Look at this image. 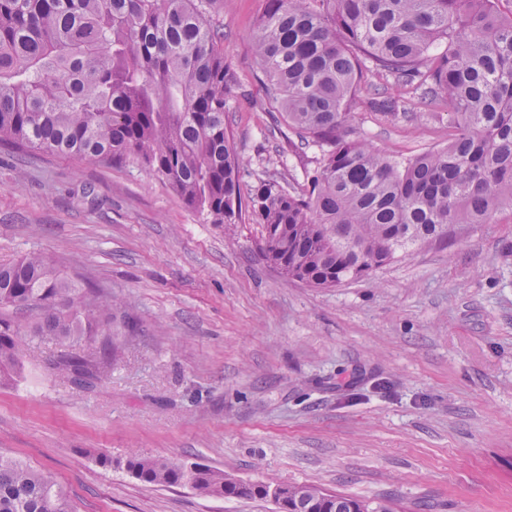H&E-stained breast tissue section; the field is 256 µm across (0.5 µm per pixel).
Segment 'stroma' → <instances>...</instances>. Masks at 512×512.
<instances>
[{
    "mask_svg": "<svg viewBox=\"0 0 512 512\" xmlns=\"http://www.w3.org/2000/svg\"><path fill=\"white\" fill-rule=\"evenodd\" d=\"M264 0H220L232 76L225 121L241 195L273 174L302 188L311 155L275 129L252 39ZM355 90L350 125L396 157L447 145L453 121L385 122ZM249 217L210 223L132 164L0 144V263L43 253L112 300L110 374L56 378L28 346L0 387V451L68 492L75 512H273L265 500L149 487L98 453L198 461L251 482L309 485L393 512H512V207L370 275L311 288L268 266Z\"/></svg>",
    "mask_w": 512,
    "mask_h": 512,
    "instance_id": "obj_1",
    "label": "stroma"
}]
</instances>
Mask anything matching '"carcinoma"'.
<instances>
[{
    "label": "carcinoma",
    "instance_id": "1",
    "mask_svg": "<svg viewBox=\"0 0 512 512\" xmlns=\"http://www.w3.org/2000/svg\"><path fill=\"white\" fill-rule=\"evenodd\" d=\"M220 0H0V142L98 162H136L213 224L247 206L265 260L313 288L359 279L413 246L450 241L512 206V16L494 0H265L253 51L297 149L319 157L307 188L272 176L242 203L240 163L224 123L230 77L213 25ZM372 74L387 121L414 99L454 120L448 145L396 159L353 136L354 85ZM112 303L32 252L0 264V385L24 374L26 340L59 337L62 381L112 369L117 350L81 349ZM147 485L218 499H267L266 482L226 486L207 465L130 453L97 456ZM290 485L297 512H389L367 499ZM0 512H74L63 488L0 452Z\"/></svg>",
    "mask_w": 512,
    "mask_h": 512
}]
</instances>
